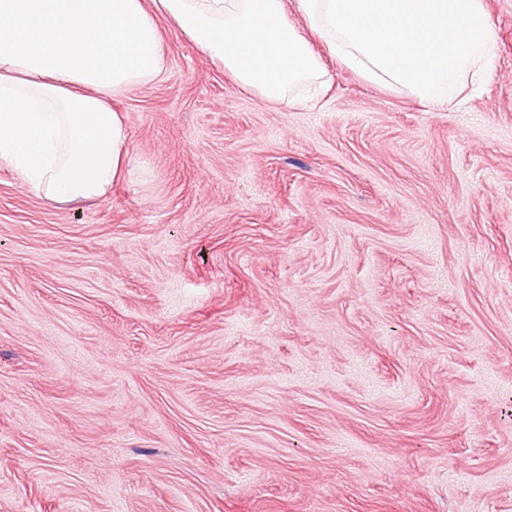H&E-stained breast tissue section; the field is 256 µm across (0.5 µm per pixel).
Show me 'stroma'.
<instances>
[{
	"label": "stroma",
	"instance_id": "1",
	"mask_svg": "<svg viewBox=\"0 0 512 512\" xmlns=\"http://www.w3.org/2000/svg\"><path fill=\"white\" fill-rule=\"evenodd\" d=\"M430 107L271 105L170 23L129 162L0 165V512H512V0Z\"/></svg>",
	"mask_w": 512,
	"mask_h": 512
}]
</instances>
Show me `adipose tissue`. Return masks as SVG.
Listing matches in <instances>:
<instances>
[{
	"label": "adipose tissue",
	"instance_id": "ef3b65f1",
	"mask_svg": "<svg viewBox=\"0 0 512 512\" xmlns=\"http://www.w3.org/2000/svg\"><path fill=\"white\" fill-rule=\"evenodd\" d=\"M0 0V164L58 204L103 197L128 157L114 95L165 68L170 22L268 103L321 84L317 36L347 70L421 101L462 103L492 69L497 29L483 0Z\"/></svg>",
	"mask_w": 512,
	"mask_h": 512
}]
</instances>
